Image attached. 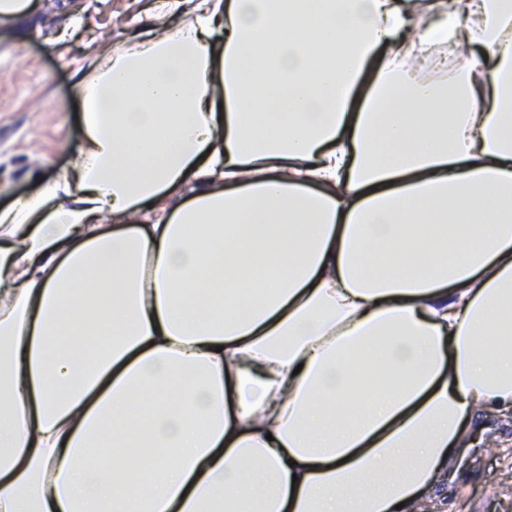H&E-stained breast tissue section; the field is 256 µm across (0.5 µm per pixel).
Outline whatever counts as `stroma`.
<instances>
[{"label": "stroma", "instance_id": "stroma-1", "mask_svg": "<svg viewBox=\"0 0 512 512\" xmlns=\"http://www.w3.org/2000/svg\"><path fill=\"white\" fill-rule=\"evenodd\" d=\"M0 23V205L58 180L78 158L75 88L106 51L158 34L154 0H35ZM454 480L430 499L437 512H512V460L470 445Z\"/></svg>", "mask_w": 512, "mask_h": 512}]
</instances>
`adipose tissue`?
Returning <instances> with one entry per match:
<instances>
[{
  "instance_id": "obj_1",
  "label": "adipose tissue",
  "mask_w": 512,
  "mask_h": 512,
  "mask_svg": "<svg viewBox=\"0 0 512 512\" xmlns=\"http://www.w3.org/2000/svg\"><path fill=\"white\" fill-rule=\"evenodd\" d=\"M0 206V512H421L512 419V0H199ZM475 436L483 438L484 440L488 437L497 440L501 439H512V422L502 421L496 418H484L478 423Z\"/></svg>"
}]
</instances>
